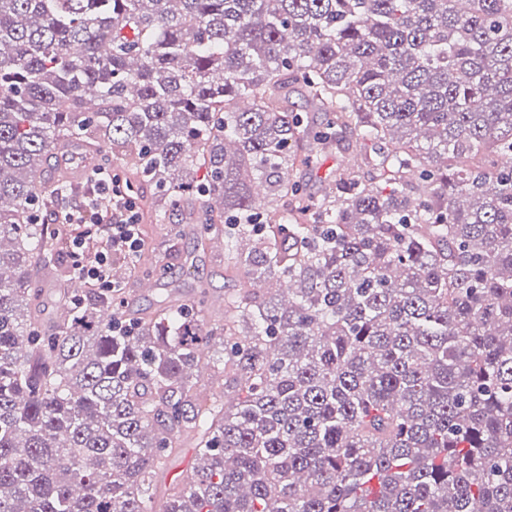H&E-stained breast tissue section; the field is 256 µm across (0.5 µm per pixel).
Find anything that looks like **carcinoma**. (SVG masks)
<instances>
[{"label": "carcinoma", "instance_id": "obj_1", "mask_svg": "<svg viewBox=\"0 0 512 512\" xmlns=\"http://www.w3.org/2000/svg\"><path fill=\"white\" fill-rule=\"evenodd\" d=\"M338 127L367 175L302 193ZM61 137L157 223L215 200L224 320L39 300ZM185 435L161 512H512V0H0V512H154ZM196 462V452L192 445L185 444L177 453L168 458L160 473L162 487L178 482L182 475Z\"/></svg>", "mask_w": 512, "mask_h": 512}]
</instances>
